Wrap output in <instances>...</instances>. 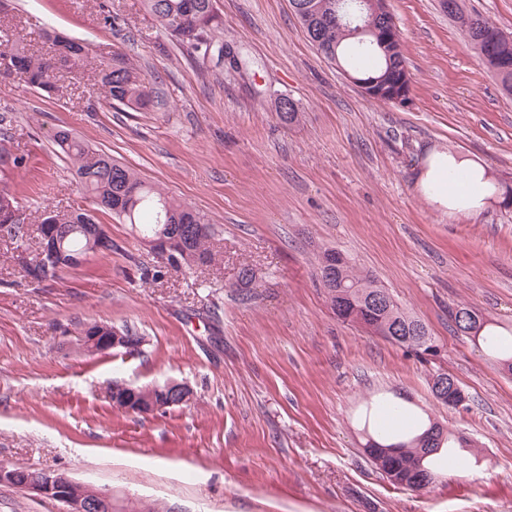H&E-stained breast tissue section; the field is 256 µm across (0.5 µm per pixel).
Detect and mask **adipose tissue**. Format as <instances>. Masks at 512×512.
Returning a JSON list of instances; mask_svg holds the SVG:
<instances>
[{"mask_svg":"<svg viewBox=\"0 0 512 512\" xmlns=\"http://www.w3.org/2000/svg\"><path fill=\"white\" fill-rule=\"evenodd\" d=\"M418 185L439 206L473 212L483 203L488 181L481 168L444 151L430 154L419 174Z\"/></svg>","mask_w":512,"mask_h":512,"instance_id":"obj_1","label":"adipose tissue"}]
</instances>
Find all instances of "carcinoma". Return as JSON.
I'll list each match as a JSON object with an SVG mask.
<instances>
[{
  "label": "carcinoma",
  "instance_id": "1",
  "mask_svg": "<svg viewBox=\"0 0 512 512\" xmlns=\"http://www.w3.org/2000/svg\"><path fill=\"white\" fill-rule=\"evenodd\" d=\"M146 8L158 20L163 30L177 42L203 55L214 54L217 62L224 60V45L220 44L222 21L215 8V0H143ZM294 15L317 52L326 60L340 66L352 76L373 79L386 84H402L412 90V75L402 51L388 46L384 49L371 43L367 37L353 33L337 17V0H290ZM443 11L458 26L466 41L477 51L480 59L493 72L502 91L512 96V36L506 35L489 19L468 12L463 0H446ZM51 42L49 57H35L25 46L0 35V47L10 51V60H18L26 78L24 86L41 93L51 86L59 93V66L82 74L92 67L93 83L109 105H122L140 110L152 103L151 76L122 56L90 60L86 44L75 39L43 32ZM57 152L69 159L76 168L82 190L89 195L97 210L139 229L144 236H152L161 227L183 239L181 249L174 252L178 267L191 269L215 260L210 241L215 234L212 224L199 211L178 202L157 183L142 177L137 171L109 154L94 149L66 129L53 134ZM10 162L9 169L17 170L25 163L23 155L13 151L8 141H0V161ZM72 232L62 247L56 250L51 262L52 274L44 273L45 264L39 256L24 263L26 275L34 282L54 281L68 269L83 262L88 250V236L95 229L85 226L86 211L68 210ZM333 271L334 288L326 293L327 301L336 316L353 324L364 321L370 332L403 348L425 354L429 346L423 341L430 336L426 324L403 311L391 298L387 289L375 278L361 270L350 258L338 250L326 249L319 257L316 275ZM480 324L471 341L484 344L497 365L512 362V343H504L503 336L490 328V322L477 313ZM370 439L377 444L363 453L381 473H389L388 481L412 490L426 474H436L430 467V457L442 448L452 453L457 448H468L471 442L446 431L437 422H428L427 428L414 436L401 435L395 442Z\"/></svg>",
  "mask_w": 512,
  "mask_h": 512
}]
</instances>
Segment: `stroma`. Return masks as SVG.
<instances>
[{
  "label": "stroma",
  "instance_id": "1",
  "mask_svg": "<svg viewBox=\"0 0 512 512\" xmlns=\"http://www.w3.org/2000/svg\"><path fill=\"white\" fill-rule=\"evenodd\" d=\"M215 6L242 69L177 43L143 0H7L0 12L35 54L56 31L157 77L144 111L95 102L68 73L53 99L0 78V132L26 156L8 182L27 217L93 207L52 143L65 128L206 215L216 254L208 267L163 265L105 215L112 251L38 285L18 261L36 235L0 239V464L111 490L112 512H512V375L449 321L465 303L512 331V208L458 213L415 182L448 151L512 184V97L438 0H390L413 78L405 106L367 100L321 58L289 0ZM281 98L297 122L278 119ZM325 247L422 319L436 354L338 320L314 278ZM245 265L259 274L246 294L233 286ZM93 320L142 336L140 352L83 353L76 326ZM438 370L465 407L432 397ZM172 380L193 390L190 405L112 406L114 383ZM382 399L466 432L482 465L449 466L422 492L393 486L362 449L366 404ZM0 512L62 505L0 484Z\"/></svg>",
  "mask_w": 512,
  "mask_h": 512
}]
</instances>
